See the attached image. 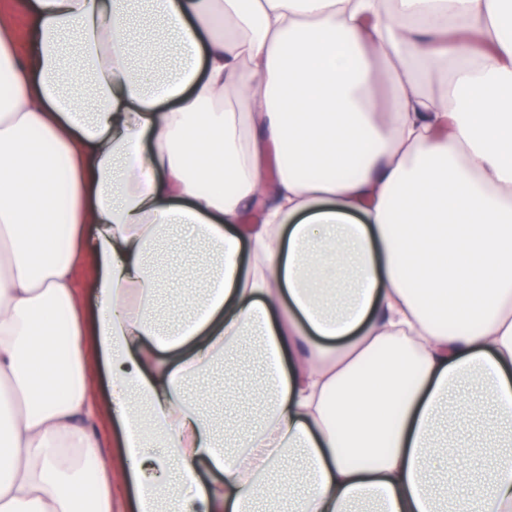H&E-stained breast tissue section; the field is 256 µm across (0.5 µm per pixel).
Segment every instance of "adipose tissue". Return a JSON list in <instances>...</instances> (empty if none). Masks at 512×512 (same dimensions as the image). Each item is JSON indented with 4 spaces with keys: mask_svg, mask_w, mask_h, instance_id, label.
Instances as JSON below:
<instances>
[{
    "mask_svg": "<svg viewBox=\"0 0 512 512\" xmlns=\"http://www.w3.org/2000/svg\"><path fill=\"white\" fill-rule=\"evenodd\" d=\"M19 7L0 512H512V0ZM180 224L196 262L156 264ZM247 338L259 413L216 417L186 385ZM88 373L92 389L98 400H105L109 396V379L100 362L88 360ZM98 432L103 439V448H95L98 462L106 468H112L121 452L117 427L114 422L112 424V420H104L99 423Z\"/></svg>",
    "mask_w": 512,
    "mask_h": 512,
    "instance_id": "1",
    "label": "adipose tissue"
}]
</instances>
